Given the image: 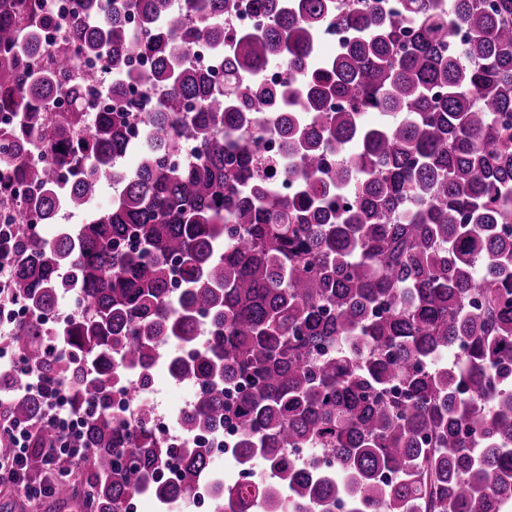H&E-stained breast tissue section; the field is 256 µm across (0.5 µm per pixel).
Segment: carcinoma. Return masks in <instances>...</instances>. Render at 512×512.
<instances>
[{"label": "carcinoma", "instance_id": "carcinoma-1", "mask_svg": "<svg viewBox=\"0 0 512 512\" xmlns=\"http://www.w3.org/2000/svg\"><path fill=\"white\" fill-rule=\"evenodd\" d=\"M185 3L85 0L73 45L46 62V0H0V112L14 113L0 128V210L24 226L0 231V262L27 311L12 345L46 376L67 373L74 410L97 405L86 512H123L133 493L168 506L207 485L214 512H512V0H401L394 16L382 0ZM236 9L268 23L227 37ZM328 22L352 38L324 56ZM457 25L468 38L455 55ZM201 43L227 82L189 66ZM75 54L112 76L106 107L85 95L95 73L62 79ZM279 60L287 84L244 79ZM133 85L156 107L135 143ZM260 119L285 137L270 170L292 193L264 173ZM131 151L133 170L116 172ZM63 164L78 170L64 188ZM114 178L112 206L77 229L33 228L85 211ZM73 287L78 309L43 325ZM48 335L67 350L46 354ZM164 347L195 389L180 448L155 436L147 404L134 427L112 416V386L132 375L146 389ZM43 409L29 394L7 415ZM226 426L241 436L227 481L194 441ZM53 440L39 432L28 472Z\"/></svg>", "mask_w": 512, "mask_h": 512}]
</instances>
